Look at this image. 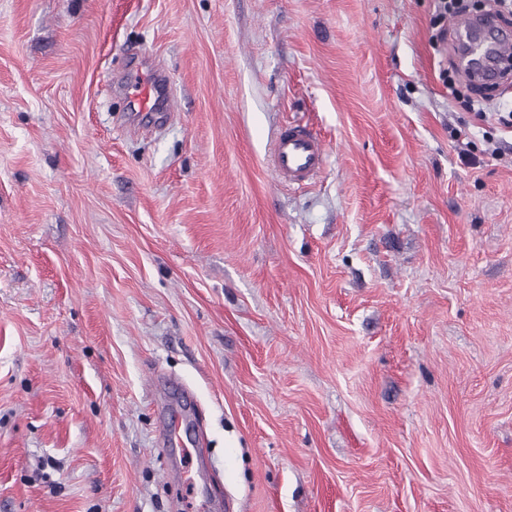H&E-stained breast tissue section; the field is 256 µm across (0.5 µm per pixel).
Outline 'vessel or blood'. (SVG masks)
<instances>
[{
    "mask_svg": "<svg viewBox=\"0 0 512 512\" xmlns=\"http://www.w3.org/2000/svg\"><path fill=\"white\" fill-rule=\"evenodd\" d=\"M497 26L498 19L491 13L473 20L455 21L458 50L467 61L462 75L475 74L483 81L494 83L500 81L503 67L512 65V37L504 35L479 40L473 36L474 30H492ZM167 87V77L160 68H140L129 74L123 91L128 102L131 129L140 128L145 120L166 117L176 111L177 104ZM327 158L324 142L300 124L281 128L270 149V164L277 181L299 189L308 187L325 169ZM160 438L165 444L182 447L186 464L204 468L202 449L184 446L178 420H171L161 431Z\"/></svg>",
    "mask_w": 512,
    "mask_h": 512,
    "instance_id": "obj_1",
    "label": "vessel or blood"
}]
</instances>
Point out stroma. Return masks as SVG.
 Listing matches in <instances>:
<instances>
[{
  "label": "stroma",
  "instance_id": "stroma-1",
  "mask_svg": "<svg viewBox=\"0 0 512 512\" xmlns=\"http://www.w3.org/2000/svg\"><path fill=\"white\" fill-rule=\"evenodd\" d=\"M436 9L0 0V512H512V91L449 98ZM168 80L161 68H137L124 82L130 129L136 130L147 119L167 117L177 110V103L167 91ZM444 79L443 82L448 86V90L450 91V96L454 100H460L461 98L462 103L468 109L471 113L474 114L475 117L482 120L486 118L487 112L484 111V104L485 101L484 97H472V96H464L462 95L461 91L457 87V83L454 78L446 75L441 74ZM324 142L307 126L288 124L272 142L270 164L276 180L297 189L308 187L327 165ZM179 418L181 420L180 423ZM186 418L187 403L182 401L178 417L174 416L167 426L160 432V438L164 444H168L169 446H182L184 444V446H186L180 435V426L186 421Z\"/></svg>",
  "mask_w": 512,
  "mask_h": 512
}]
</instances>
